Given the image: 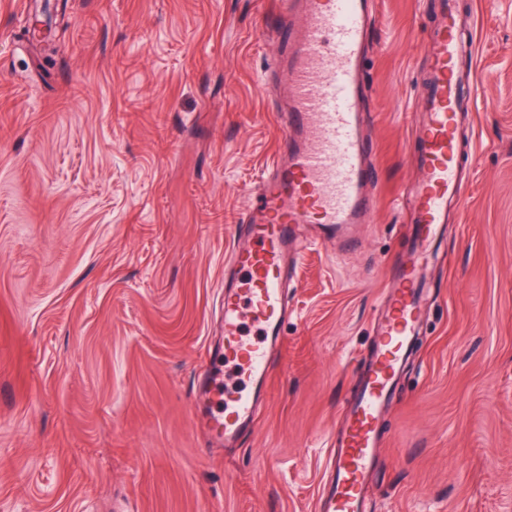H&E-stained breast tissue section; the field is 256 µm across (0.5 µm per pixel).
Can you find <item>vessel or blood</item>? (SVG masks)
Returning a JSON list of instances; mask_svg holds the SVG:
<instances>
[{"label":"vessel or blood","instance_id":"obj_1","mask_svg":"<svg viewBox=\"0 0 512 512\" xmlns=\"http://www.w3.org/2000/svg\"><path fill=\"white\" fill-rule=\"evenodd\" d=\"M434 27L425 44L424 121L415 138L417 179L410 190L414 235L410 253L393 271L394 286L372 328L371 352L343 408L344 426L324 465L316 512H369L368 480L380 446L378 425L393 401L413 340L423 329V285L451 209L466 200L458 124L464 104L476 103L474 66L463 65L460 38L466 26L455 0H437ZM282 14L275 75L289 96L276 113L278 149L248 191L239 217V243L224 278V360L232 381L199 395L211 402L203 426L213 446L234 447L259 421L270 379V352L288 319V284L301 260L300 224L320 241L350 243L369 223L376 201L362 105L363 58L372 22V0H289ZM259 339L246 337L245 318Z\"/></svg>","mask_w":512,"mask_h":512}]
</instances>
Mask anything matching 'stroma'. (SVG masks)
<instances>
[{"instance_id": "stroma-1", "label": "stroma", "mask_w": 512, "mask_h": 512, "mask_svg": "<svg viewBox=\"0 0 512 512\" xmlns=\"http://www.w3.org/2000/svg\"><path fill=\"white\" fill-rule=\"evenodd\" d=\"M378 181L360 245L308 243L260 424L209 446L193 390L224 260L280 131L278 0H0V512H313L411 245L428 0H375ZM482 95L424 334L383 417L375 512H512V0H460Z\"/></svg>"}]
</instances>
